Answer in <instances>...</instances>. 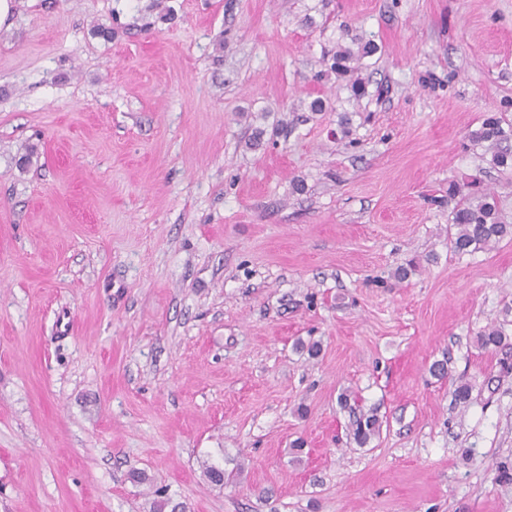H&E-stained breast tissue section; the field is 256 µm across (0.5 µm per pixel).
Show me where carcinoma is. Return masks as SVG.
<instances>
[{
	"instance_id": "obj_1",
	"label": "carcinoma",
	"mask_w": 512,
	"mask_h": 512,
	"mask_svg": "<svg viewBox=\"0 0 512 512\" xmlns=\"http://www.w3.org/2000/svg\"><path fill=\"white\" fill-rule=\"evenodd\" d=\"M357 49L350 47L336 51L331 69L337 73L350 74L360 69L361 61L376 51L370 42L354 39ZM503 117L490 116L481 125L468 132L467 141L480 145L490 153L489 164L501 171H512V125L503 126ZM448 198L456 200L451 212L450 227L455 232L448 233L450 251L456 255L472 253L501 240L512 237V224L504 221L495 196L480 187L477 180L464 186H448ZM504 332L491 326L476 337L477 345L485 350L497 349L506 345ZM381 422L376 414L356 418L352 426L355 442L364 446L379 435ZM203 473L213 485L224 484V468L215 463L203 462Z\"/></svg>"
}]
</instances>
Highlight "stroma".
Segmentation results:
<instances>
[{"instance_id":"stroma-1","label":"stroma","mask_w":512,"mask_h":512,"mask_svg":"<svg viewBox=\"0 0 512 512\" xmlns=\"http://www.w3.org/2000/svg\"><path fill=\"white\" fill-rule=\"evenodd\" d=\"M506 99L512 0H14L0 512H512V239L448 246L449 182L512 224L465 146ZM352 43L357 45V50L350 47L341 48L336 51L333 57V64L330 69L336 73L350 74L360 69L361 61L372 55L376 51V46L370 42L352 39ZM381 422L377 414L363 415L356 418L352 426V435L355 442L364 446L368 444L374 437L379 435Z\"/></svg>"}]
</instances>
